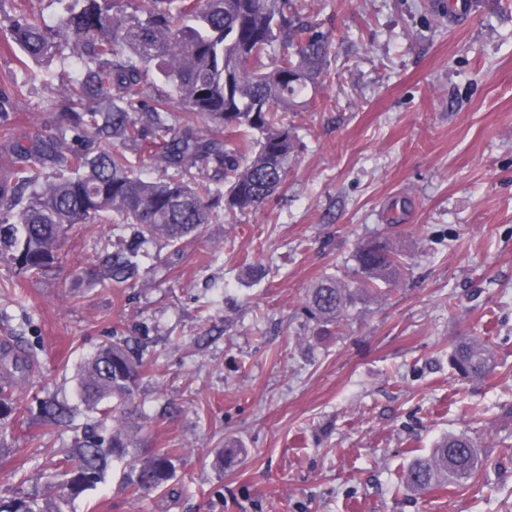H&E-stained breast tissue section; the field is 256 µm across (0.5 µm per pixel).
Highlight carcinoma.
Returning <instances> with one entry per match:
<instances>
[{
  "mask_svg": "<svg viewBox=\"0 0 512 512\" xmlns=\"http://www.w3.org/2000/svg\"><path fill=\"white\" fill-rule=\"evenodd\" d=\"M56 2L63 14L55 26L40 12L21 11L0 28V38L19 52L10 89L0 91V124H7L15 98L55 79L60 99L50 107L67 111L61 136L7 143L14 161L0 177L1 263L23 275L43 274L73 225L110 220L134 230L130 242L104 248L101 259L112 279L125 282L147 242L176 246L211 223L215 206L244 213L283 187L296 152L289 112L308 84L327 73L332 45L300 0ZM54 57L74 64L77 75L39 68ZM157 80L169 91L144 99L145 86ZM143 153L165 174L143 176L137 163ZM170 169L174 174H166ZM211 172L224 177L225 187L211 186ZM355 258L369 288L391 284L404 266L401 252L382 236L362 242ZM355 299L328 276L310 289L306 310L321 331L340 332ZM144 351L117 338L81 366L82 401L115 425L109 437L92 433L66 454L62 488L68 495L82 493L127 455ZM449 364L462 380L486 378L496 365L495 349L463 336ZM17 402L14 381L0 382V417ZM70 413L48 397L40 421L62 427ZM175 452L156 448L133 464V492L165 488L175 475ZM481 464L472 438L449 435L413 460L404 487L423 492L463 485ZM0 512L52 510L21 491L0 499Z\"/></svg>",
  "mask_w": 512,
  "mask_h": 512,
  "instance_id": "obj_1",
  "label": "carcinoma"
}]
</instances>
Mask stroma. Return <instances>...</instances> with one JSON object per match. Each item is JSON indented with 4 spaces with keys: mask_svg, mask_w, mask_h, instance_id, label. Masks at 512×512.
Wrapping results in <instances>:
<instances>
[{
    "mask_svg": "<svg viewBox=\"0 0 512 512\" xmlns=\"http://www.w3.org/2000/svg\"><path fill=\"white\" fill-rule=\"evenodd\" d=\"M472 2L452 23L448 0H305L333 40L330 75L290 115L277 195L150 245L122 283L73 278L128 237L110 222L74 226L48 276L0 265V350L35 358L0 420V497L21 488L62 512H512V0ZM55 94L16 102L14 135L63 126L45 108ZM374 235L404 254L400 278L362 294L342 335L316 336L310 288L355 280ZM116 336L147 348L138 445L64 500L40 473L97 424L77 373ZM462 336L495 348L490 378L454 376ZM51 395L70 425L39 422ZM453 433L477 440L480 472L405 491L413 459ZM230 445L238 459L216 469ZM151 448L179 449L175 477L132 494L129 466Z\"/></svg>",
    "mask_w": 512,
    "mask_h": 512,
    "instance_id": "1",
    "label": "stroma"
}]
</instances>
